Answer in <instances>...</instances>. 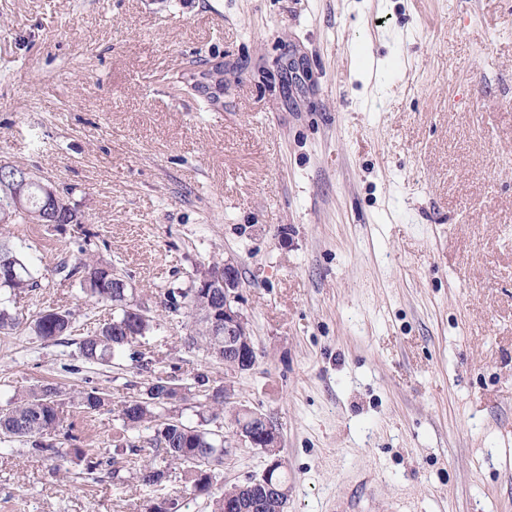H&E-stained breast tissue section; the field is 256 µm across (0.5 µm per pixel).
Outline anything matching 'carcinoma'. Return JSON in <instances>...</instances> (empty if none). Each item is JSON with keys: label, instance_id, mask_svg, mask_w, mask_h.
<instances>
[{"label": "carcinoma", "instance_id": "cac0c4a2", "mask_svg": "<svg viewBox=\"0 0 512 512\" xmlns=\"http://www.w3.org/2000/svg\"><path fill=\"white\" fill-rule=\"evenodd\" d=\"M6 167L9 168L8 173L0 178V214L14 207L15 197L20 193L28 195L29 202L26 212L17 216L13 223L67 224L75 216L83 214L79 204L69 200L58 211H45L38 183L33 181L25 188L14 183L24 167L12 163ZM112 271V264L95 258L82 245L78 248L74 264L70 266L64 261L59 268V272L66 273L68 278L79 276L81 291L92 304L112 307V318L87 332L79 342V353L90 364H106L123 355L156 326L150 309L141 310L130 304L131 289L112 281ZM38 287L37 272L13 248L9 236L0 232V289L17 295ZM211 306L213 302L198 286L196 279L191 288L179 294L169 293L165 304L170 312L186 310L193 327L190 345L208 354L212 353L218 339L209 315ZM32 329L45 341L63 343L65 337L73 332V313L60 308L43 310L33 319ZM184 390L185 387L176 383L174 377L157 376L141 394L126 400L119 409L121 425L113 435L114 451L140 452L128 440V431L153 422V459L141 465L137 472L138 481L146 486H158L170 477L171 465L181 464L187 467L184 479L193 494L212 497L214 466L224 459V437L207 429L186 425L173 417L162 418L161 411L167 406L185 400ZM73 403L79 406L81 413L93 414L105 407V392L98 387L80 391ZM204 407L211 419L221 418L227 412L224 389L218 388L216 392L206 394ZM62 415L60 391L51 383L43 384L30 397L10 400L0 408V436L29 441L34 449L62 461L64 453L45 443V437L60 425ZM241 495L243 491L239 484L224 488L219 496L213 497L212 512H224V501L236 500Z\"/></svg>", "mask_w": 512, "mask_h": 512}]
</instances>
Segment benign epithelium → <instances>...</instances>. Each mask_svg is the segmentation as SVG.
<instances>
[{"mask_svg":"<svg viewBox=\"0 0 512 512\" xmlns=\"http://www.w3.org/2000/svg\"><path fill=\"white\" fill-rule=\"evenodd\" d=\"M209 296L224 300V321L218 322L219 335L224 340L218 342V348L224 350V366L231 367L234 373L253 368L257 362V351L250 334L249 322L242 309L239 293V272L231 262L224 263V276L201 282ZM239 420L233 422V434L243 445L262 449L267 457V465L255 484L260 487L264 497L277 500L285 492L280 481L284 467L279 456V432L270 418L245 406L235 407Z\"/></svg>","mask_w":512,"mask_h":512,"instance_id":"1","label":"benign epithelium"}]
</instances>
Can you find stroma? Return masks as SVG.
<instances>
[{
	"label": "stroma",
	"instance_id": "stroma-1",
	"mask_svg": "<svg viewBox=\"0 0 512 512\" xmlns=\"http://www.w3.org/2000/svg\"><path fill=\"white\" fill-rule=\"evenodd\" d=\"M223 63L205 94L185 89ZM73 188L81 224H14L38 270L88 244L158 316L129 357L91 365L109 319L77 279L17 295L0 331V405L43 383L97 386L48 441H0V512H211L180 472L162 486L88 470L114 453L121 403L152 373L269 416L287 512H512V0H0V161ZM237 265L252 370L188 347L165 312L212 259ZM74 312L67 344L31 333ZM234 446L214 491L260 474ZM98 387H92L89 390L79 391L73 399V403L79 406L80 412L90 415L100 411L106 405L105 392Z\"/></svg>",
	"mask_w": 512,
	"mask_h": 512
}]
</instances>
